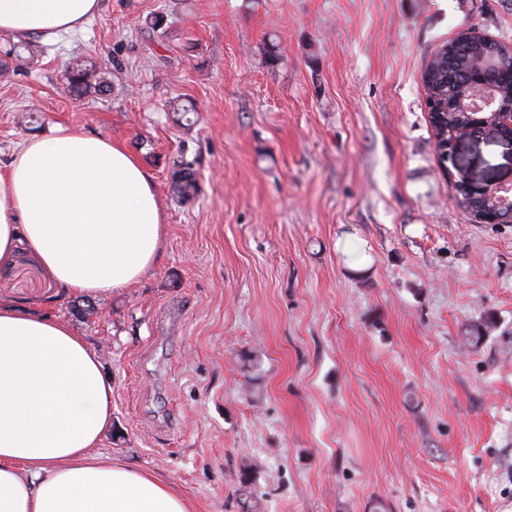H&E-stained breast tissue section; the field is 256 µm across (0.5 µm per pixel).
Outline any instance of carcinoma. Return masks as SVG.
I'll use <instances>...</instances> for the list:
<instances>
[{"mask_svg":"<svg viewBox=\"0 0 512 512\" xmlns=\"http://www.w3.org/2000/svg\"><path fill=\"white\" fill-rule=\"evenodd\" d=\"M446 46L445 51L436 52L423 74L428 100L440 105V114L434 122L435 146L438 148L452 139L453 132L472 123L460 105V97L467 85L478 81L472 69L474 59L481 57L493 64L490 70L484 72L483 81L496 87L498 101L512 105L511 46L476 30L469 36L456 37ZM109 75L110 72L98 67L93 61L75 60L66 66L63 78L70 95L81 98L112 91ZM171 190L183 202L198 194V178L191 163L178 165L173 173ZM493 325L490 319L468 325V344L478 346Z\"/></svg>","mask_w":512,"mask_h":512,"instance_id":"carcinoma-1","label":"carcinoma"}]
</instances>
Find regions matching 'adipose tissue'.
I'll use <instances>...</instances> for the list:
<instances>
[{
  "instance_id": "ef3b65f1",
  "label": "adipose tissue",
  "mask_w": 512,
  "mask_h": 512,
  "mask_svg": "<svg viewBox=\"0 0 512 512\" xmlns=\"http://www.w3.org/2000/svg\"><path fill=\"white\" fill-rule=\"evenodd\" d=\"M99 0H0V34L52 39ZM163 216L150 174L124 145L58 126L0 170V265L18 246L50 279L105 297L160 259ZM112 428V384L66 322L0 301V512H191L145 471L92 457Z\"/></svg>"
}]
</instances>
